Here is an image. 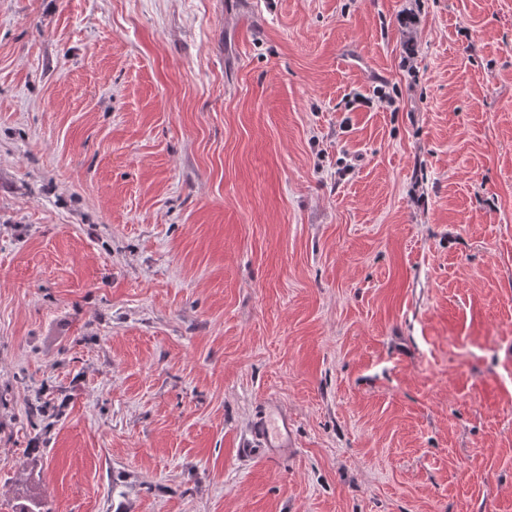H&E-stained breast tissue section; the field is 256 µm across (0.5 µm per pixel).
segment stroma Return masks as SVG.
<instances>
[{
    "label": "stroma",
    "instance_id": "stroma-1",
    "mask_svg": "<svg viewBox=\"0 0 512 512\" xmlns=\"http://www.w3.org/2000/svg\"><path fill=\"white\" fill-rule=\"evenodd\" d=\"M422 2L0 0V512H512V0ZM258 435L271 462L287 457L294 448L291 420L276 403L269 404L258 425Z\"/></svg>",
    "mask_w": 512,
    "mask_h": 512
}]
</instances>
